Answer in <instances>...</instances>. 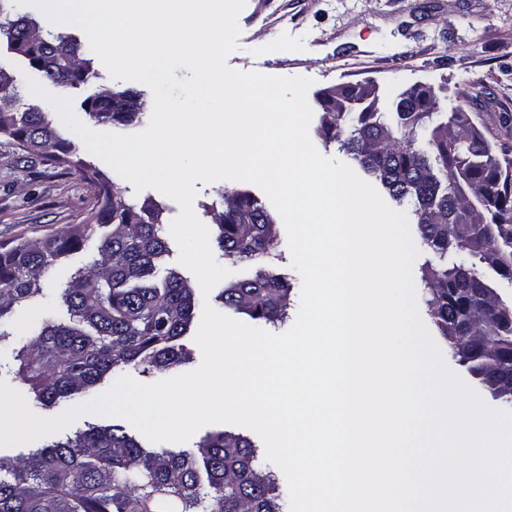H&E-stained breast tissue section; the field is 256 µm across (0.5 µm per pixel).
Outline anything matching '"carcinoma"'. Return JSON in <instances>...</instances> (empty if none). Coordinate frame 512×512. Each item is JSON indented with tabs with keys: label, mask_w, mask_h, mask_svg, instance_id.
<instances>
[{
	"label": "carcinoma",
	"mask_w": 512,
	"mask_h": 512,
	"mask_svg": "<svg viewBox=\"0 0 512 512\" xmlns=\"http://www.w3.org/2000/svg\"><path fill=\"white\" fill-rule=\"evenodd\" d=\"M30 13L0 21V38H25L30 75L60 90L78 89L98 77L93 51L72 34L36 28ZM15 144L29 141L44 151L41 162H69L71 143L50 113L38 106L18 108L15 78L4 89ZM393 98L380 112H324L317 133L337 141L398 202L414 203L422 246L443 257L466 256L450 266L422 268L429 312L448 336V289L487 288L489 274L512 285V161L499 164L475 128L461 125V106L448 121L416 145L417 128L430 112H400ZM84 110L102 126L129 127L141 112H114L111 101L89 96ZM58 146L65 157L47 153ZM486 184L492 202L487 219L465 222L462 185ZM223 221L216 224L219 257L234 271L252 261V279H234L218 295L224 306L254 320L283 319L291 285L266 266L280 257V237L267 209L245 193L222 194ZM163 208H137L112 192L98 195L94 224L0 252V346L18 362L16 378L31 410L41 416L60 405L78 406L98 395L120 366L160 373L189 362L181 340L202 301L190 280L175 271L158 276L170 253L162 234ZM96 240L97 256L76 269L61 291L68 320L54 317L53 297L42 287L43 273ZM482 331L485 347L462 354L475 378L489 373L498 355L512 351V308L500 304ZM256 445L239 434L206 436L195 452L149 451L120 424L93 425L52 444L0 456V512H283L281 494L269 474L255 465Z\"/></svg>",
	"instance_id": "1"
}]
</instances>
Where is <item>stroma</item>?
I'll return each instance as SVG.
<instances>
[{"mask_svg":"<svg viewBox=\"0 0 512 512\" xmlns=\"http://www.w3.org/2000/svg\"><path fill=\"white\" fill-rule=\"evenodd\" d=\"M241 34L225 63L233 70L305 77L309 105L325 88L375 83L382 96L413 84L432 86L442 111L462 106L499 159L512 160V0H246ZM470 85H461V77ZM74 156L125 201L160 205L165 222L178 204L133 185L72 138ZM97 187L72 169L28 161L0 134V250L73 224L90 223ZM273 264L292 288L287 316L265 324L288 331L300 307L302 279L288 243Z\"/></svg>","mask_w":512,"mask_h":512,"instance_id":"stroma-1","label":"stroma"}]
</instances>
